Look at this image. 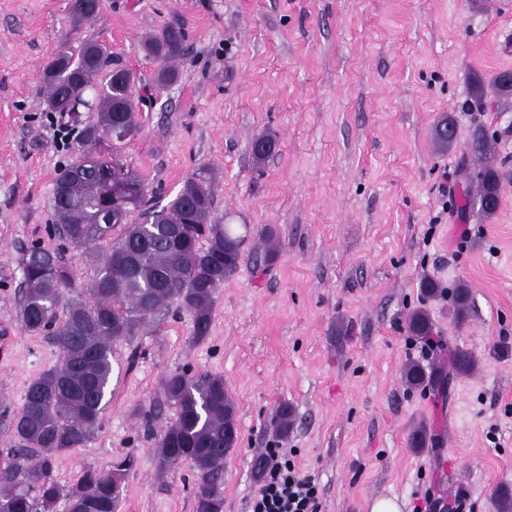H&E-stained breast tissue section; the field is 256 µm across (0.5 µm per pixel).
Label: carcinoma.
Returning <instances> with one entry per match:
<instances>
[{"mask_svg": "<svg viewBox=\"0 0 512 512\" xmlns=\"http://www.w3.org/2000/svg\"><path fill=\"white\" fill-rule=\"evenodd\" d=\"M104 7L105 0H89L84 9L70 5L58 47L41 69L49 111L71 122L82 107L97 112L96 121L81 131L76 168L57 175L56 183L65 190L54 197L59 231L81 250L93 274L87 283H78L62 256L44 248L30 250L21 260V327L56 348L60 363L30 381L21 409L8 424L17 448L0 461V512H55L61 500L65 512H119L121 481L133 458L121 457L107 470L88 468L76 484L64 488L53 477V456L83 447L99 430L112 375V344L133 341L173 304L190 315L193 339L205 340L217 292L240 266L243 239L215 219V179L207 168L185 180L168 205L148 211L141 223H128V215L148 203L146 179L137 169L105 155L101 146L114 129L132 137L138 133L137 78L112 65L105 45H73L74 34L93 23ZM185 42L179 24H166L143 38L145 57L159 63L158 85L178 81L173 62L184 53ZM488 91L495 104L511 105L512 72L500 71L487 84L477 81L472 95L481 100ZM455 136L450 118L436 125L439 145L450 146ZM276 148L273 134L254 137L255 165H263ZM465 152L480 167L467 178L464 206L490 219L500 206L502 173L489 163L498 153L497 142L478 130ZM117 225L124 231L114 238ZM265 242L266 262L273 263L280 253L275 229L267 230ZM453 308L457 322L468 318L470 291L462 282L455 288ZM407 328L421 341L431 342L434 324L426 309L414 310ZM475 365L469 351L456 347L433 355L425 365H406L403 378L412 388L432 391L444 406L451 399L453 379L470 373ZM161 386L164 403L174 408L175 417L156 442L157 473L190 465L195 473L194 512H224V460L238 441L236 408L224 378L175 371ZM294 422V408L281 404L274 415L276 434L288 436ZM437 441L435 429L420 424L412 431L409 446L420 451Z\"/></svg>", "mask_w": 512, "mask_h": 512, "instance_id": "carcinoma-1", "label": "carcinoma"}]
</instances>
